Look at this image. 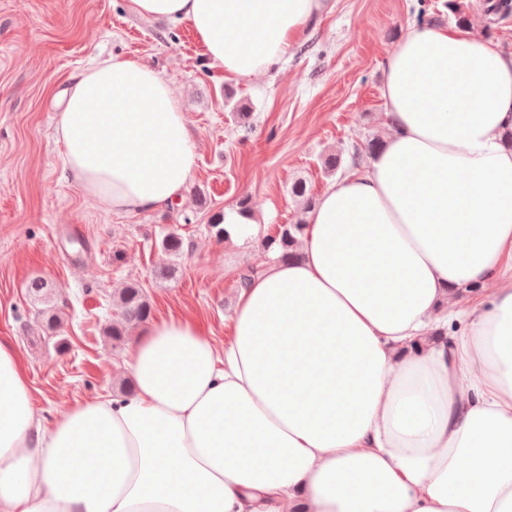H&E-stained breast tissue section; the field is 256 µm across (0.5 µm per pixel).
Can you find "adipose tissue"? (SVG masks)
<instances>
[{
  "mask_svg": "<svg viewBox=\"0 0 512 512\" xmlns=\"http://www.w3.org/2000/svg\"><path fill=\"white\" fill-rule=\"evenodd\" d=\"M127 8L188 22L213 66L256 79L323 0ZM383 96L382 148L308 213L301 260L239 288L224 346L152 323L131 394L48 421L0 340V512H512V51L414 28ZM55 136L117 214L183 199L196 168L170 81L130 56L71 76Z\"/></svg>",
  "mask_w": 512,
  "mask_h": 512,
  "instance_id": "1",
  "label": "adipose tissue"
}]
</instances>
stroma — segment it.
Returning a JSON list of instances; mask_svg holds the SVG:
<instances>
[{"instance_id": "stroma-1", "label": "stroma", "mask_w": 512, "mask_h": 512, "mask_svg": "<svg viewBox=\"0 0 512 512\" xmlns=\"http://www.w3.org/2000/svg\"><path fill=\"white\" fill-rule=\"evenodd\" d=\"M414 0H327L286 59L258 79L225 77L189 26L131 14L125 0H0V339L15 346L33 402L46 419L78 401L119 392L126 347L105 335L115 302L139 284L151 317H192L224 343L237 305L238 272L268 256L259 240L303 216L295 180L319 198L333 181L321 157L383 136L387 53L418 21ZM439 25L466 28L512 49V16L489 24L482 0H428ZM120 54L145 60L170 80L198 154L183 200L123 215L92 205L63 172L54 131L71 75ZM245 103L238 123L231 102ZM249 198L256 232L217 239L212 215ZM76 224L80 235L65 233ZM183 241L167 259L168 233ZM170 263L174 275L154 269ZM41 279L64 316L61 338L42 336L27 285Z\"/></svg>"}]
</instances>
